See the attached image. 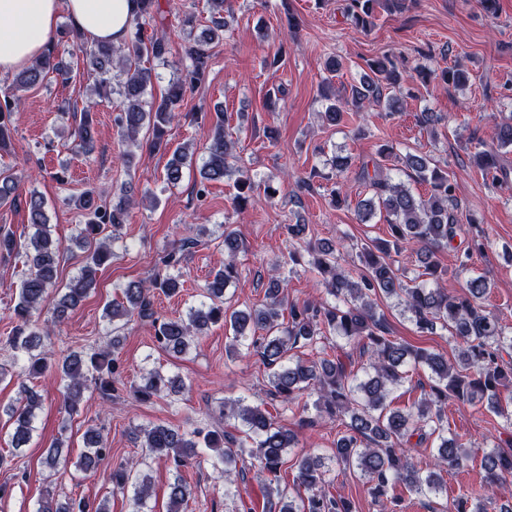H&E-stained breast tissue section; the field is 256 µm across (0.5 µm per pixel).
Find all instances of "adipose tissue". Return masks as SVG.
Returning <instances> with one entry per match:
<instances>
[{
	"label": "adipose tissue",
	"instance_id": "obj_1",
	"mask_svg": "<svg viewBox=\"0 0 512 512\" xmlns=\"http://www.w3.org/2000/svg\"><path fill=\"white\" fill-rule=\"evenodd\" d=\"M136 0H0V76L39 59L60 15H68L91 43L120 44L127 38Z\"/></svg>",
	"mask_w": 512,
	"mask_h": 512
}]
</instances>
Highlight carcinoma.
Returning <instances> with one entry per match:
<instances>
[{
    "mask_svg": "<svg viewBox=\"0 0 512 512\" xmlns=\"http://www.w3.org/2000/svg\"><path fill=\"white\" fill-rule=\"evenodd\" d=\"M415 0H346L345 12L351 24L364 31L375 25L377 9L390 14L403 13ZM210 25L184 45L181 59L188 62L186 77L200 83L205 79L211 57V45L222 39L227 22L224 20V0H209ZM159 14L158 0H137L132 25L135 29L124 43L89 44L71 25L60 31V38L79 45V49L99 78L93 84L98 101L114 103L120 112L119 124L124 142L134 144L143 128L152 130L151 147L163 148L164 134L176 119L174 106L181 99L183 80L169 84L158 99L146 100L152 86V69L140 65L142 59L167 62L171 54L169 40L164 35L147 33L146 25ZM368 72L359 83L333 97L322 89L328 101L324 120L330 125L341 121L344 110L362 112L372 106L387 104L391 109L401 105L398 92L402 75L393 58L384 55L367 62ZM70 67L59 59L58 44L50 42L43 56L28 68L16 73L13 91L0 98V157L11 155L12 112L17 108L15 92L43 83L53 74L65 81ZM419 82L425 86L436 83L460 88L470 81V72L460 66L417 69ZM94 122L91 109L81 113L74 129L72 149L88 154L94 144ZM235 141L224 132V113H219L210 132V142L199 166L200 184L224 179L233 169ZM512 149V119L497 125L489 144L476 146L470 160L483 176L500 183L506 178L501 163L504 151ZM378 155L382 162L373 168L363 166L357 178L365 183L371 196L356 204L358 216L368 220L376 215L388 225L389 238L364 243L357 258L361 273L353 276L343 269L337 258L338 249L319 241H308L288 252L292 266L307 263L322 277L328 300L306 302L288 308V325L280 323L288 278L273 274L268 279L262 307L243 311L232 307L225 298L226 288L237 278L236 257L240 243L236 232L224 226V267L216 270L204 286V301L189 308L186 317L158 319L154 317L149 289L140 281H130L122 289V300L106 306L104 315L112 323L134 317L150 318L157 346L176 356L186 354L193 337L216 323L224 324L230 335L226 351L238 355L245 350L261 356L269 369V395L287 405L301 404L304 396H313L312 408L321 418L339 422L341 431L333 454L329 457L307 454L297 462L296 481L304 494L290 496L280 486V470L287 452L296 447L298 436L288 427L278 424L264 403L251 404L246 398L224 402V423L241 424L239 437L227 430L207 428H174L168 424H153L136 428L133 437L143 440L141 447L164 459L173 482L170 484L166 512H186L193 491L184 479L183 470L198 456V449L208 448L211 465L224 479V497L240 495L232 477L244 455L254 460L253 466L265 475L269 510L271 512H352L351 502L342 495H333L327 488L326 476L339 466L353 470L368 486L381 512H401V499L389 494L399 483L425 498L447 491L442 473L463 469L473 451L455 436L448 435V422L442 407L453 400L476 404L487 401L488 408L502 417L506 428L512 429V393L501 404V392L512 388V362L503 353L512 348V335L506 333L500 318L483 304L489 283L483 277H471L459 295L448 294L439 285L445 270L435 260L437 252L454 239L459 218L455 185L448 171L432 163L423 153L400 155L394 147L383 145ZM192 164V154L181 147L173 152L166 166L168 184L178 185L185 169ZM401 166L416 180L430 186L426 197H415L407 188L392 181L389 166ZM234 208L240 210L253 199L259 188L251 175L239 170L234 182ZM25 200L34 232L25 245L30 272L19 288L18 301L13 307L16 322L5 346L22 362V370L32 378L46 370L45 341L51 329L42 324L35 313L50 305L54 320L63 321L96 287L97 270L112 261L110 242L120 238L119 229L125 223L130 205V191H122L119 202L107 208L98 204L95 192L85 191L73 199L75 207L87 215V223L76 237L77 247L85 254V264L63 288L56 287L59 246L55 245L46 214L44 199L35 192L22 197L21 178L0 172V205H15ZM112 228V234L104 231ZM194 239H186L164 258L165 276L157 278L152 288L167 295L180 291L181 267L184 256ZM404 247L412 248L422 263L418 274L421 283L408 285L395 267L391 253ZM395 297L403 313L409 314L418 330L433 332L437 328L449 332L459 346L457 357L450 362L439 353L429 352L399 341L389 335L384 317L377 313L378 298ZM119 344L112 337L92 352L70 354L58 364L65 381L63 406L74 414L84 392L92 390L100 399L113 400L123 363L115 349ZM359 349L364 376L352 368V358L339 355L343 345ZM310 348L317 359L307 361L294 354ZM429 371V390L420 394L406 411L390 408L388 399L394 389L405 383L409 372ZM184 382L160 368L149 370L145 386L136 391L135 399L145 401L151 396L169 392L178 394ZM41 395L25 390L22 405L10 409L13 419L12 448L27 446L32 438L35 411L41 406ZM431 439L436 452L427 469L418 467L412 455L413 436ZM85 451L78 462L83 471L95 469L110 454L96 428L83 435ZM485 472L482 491L473 495L461 493L451 504V512H512V493L504 495L507 478L512 477V448L493 447L484 452L481 461ZM112 482L120 488L132 489L131 512H152L150 477L138 470L136 462H121L112 469ZM37 512H109L103 505L91 506L80 499L55 503L40 502Z\"/></svg>",
    "mask_w": 512,
    "mask_h": 512,
    "instance_id": "cac0c4a2",
    "label": "carcinoma"
}]
</instances>
